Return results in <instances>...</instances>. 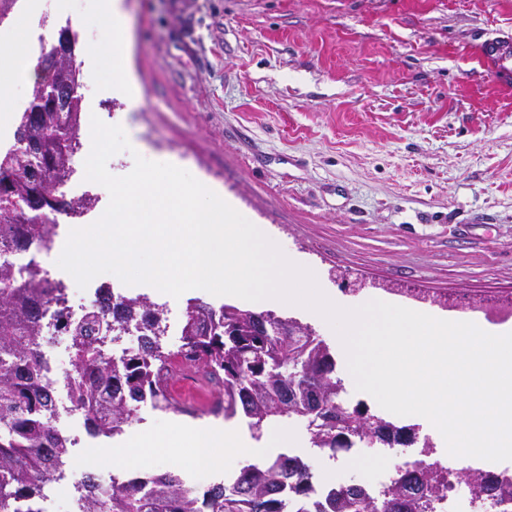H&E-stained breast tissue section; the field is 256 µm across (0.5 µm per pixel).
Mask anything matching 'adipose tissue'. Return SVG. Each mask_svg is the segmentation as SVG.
I'll use <instances>...</instances> for the list:
<instances>
[{
	"mask_svg": "<svg viewBox=\"0 0 512 512\" xmlns=\"http://www.w3.org/2000/svg\"><path fill=\"white\" fill-rule=\"evenodd\" d=\"M27 34L24 24H17L6 48L0 50V121L11 117L14 102L10 94L12 85L33 82L35 73L27 62ZM170 433L194 448L205 451L206 471L217 473L233 467L244 457L263 455L265 449L286 446L290 438L286 432L276 429L270 432L265 447L253 446L238 430L221 423L193 424L171 421Z\"/></svg>",
	"mask_w": 512,
	"mask_h": 512,
	"instance_id": "adipose-tissue-1",
	"label": "adipose tissue"
}]
</instances>
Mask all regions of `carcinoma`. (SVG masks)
<instances>
[{
	"mask_svg": "<svg viewBox=\"0 0 512 512\" xmlns=\"http://www.w3.org/2000/svg\"><path fill=\"white\" fill-rule=\"evenodd\" d=\"M67 53L39 57L31 99L21 112L13 146L0 153V248L23 251L48 242L49 227L37 214L82 215L96 199H71L60 188L74 173L83 123L77 40L67 27L57 42ZM53 289L31 275L19 278L0 265V512H38L44 487L69 457L68 440L54 425L53 382L48 376L42 320L51 314L57 331L70 336L69 378L75 405L92 432L111 438L132 423L140 404L171 406L157 378L165 360L164 307L144 296L102 302L81 324L52 310ZM264 312L202 297L188 300L181 349L207 381L224 393V417L239 416L261 431L278 419L305 423L312 447L336 451L368 440L377 415L348 405L336 359L314 332L292 335L281 324L259 330ZM133 323L142 332L134 352L112 354L118 340L111 322ZM489 475L459 480L473 493L487 492ZM441 479L422 467L402 474L374 496L359 482L321 490L310 465L285 453L243 466L239 474L204 491L174 471L107 487L88 478L76 487L84 512H430Z\"/></svg>",
	"mask_w": 512,
	"mask_h": 512,
	"instance_id": "cac0c4a2",
	"label": "carcinoma"
}]
</instances>
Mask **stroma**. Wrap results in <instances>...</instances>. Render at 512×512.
Wrapping results in <instances>:
<instances>
[{"label": "stroma", "instance_id": "35a3bbf8", "mask_svg": "<svg viewBox=\"0 0 512 512\" xmlns=\"http://www.w3.org/2000/svg\"><path fill=\"white\" fill-rule=\"evenodd\" d=\"M123 13L128 43L93 57L96 0H44L25 19L34 58L61 27L76 34L84 112L131 144L111 174L139 156L188 170L348 307L378 297L428 311L445 295L448 316L478 323L512 301V89L473 53L485 31L512 32V0H123ZM126 73L133 112L114 88ZM277 313L311 326L346 379L321 316ZM171 417L144 414L69 454L108 483L112 463L89 446L131 442L138 428L167 438ZM191 458L178 442L127 468L215 484Z\"/></svg>", "mask_w": 512, "mask_h": 512}]
</instances>
